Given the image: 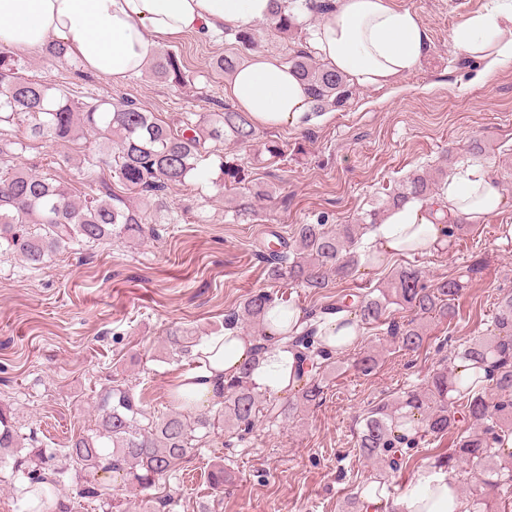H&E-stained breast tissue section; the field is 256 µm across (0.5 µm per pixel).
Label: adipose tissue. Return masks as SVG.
I'll return each instance as SVG.
<instances>
[{"instance_id":"1","label":"adipose tissue","mask_w":512,"mask_h":512,"mask_svg":"<svg viewBox=\"0 0 512 512\" xmlns=\"http://www.w3.org/2000/svg\"><path fill=\"white\" fill-rule=\"evenodd\" d=\"M271 0H0V43L28 51L58 40L91 72L119 82L143 69L160 44L188 33L208 34L266 18ZM310 46L328 67L359 85L383 88L413 70L429 49L416 12L393 0H336L335 10L311 31ZM451 48L478 64L485 78L512 64V0H492L464 18ZM224 97L249 114L257 129H293L314 119L312 98L293 69L274 53H258L238 65ZM502 188L485 167L449 175L427 203L391 209L372 233V249L424 253L441 245L442 223L482 224L504 204ZM196 365L170 383L172 398L186 395L200 409L223 394L240 365L258 358L252 379L259 390L279 393L297 369L295 356L272 345L255 355L237 326L207 337ZM394 512H470V503L442 467L424 471L397 499Z\"/></svg>"}]
</instances>
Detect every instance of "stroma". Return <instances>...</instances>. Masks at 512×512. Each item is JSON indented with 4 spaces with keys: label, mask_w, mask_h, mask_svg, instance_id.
I'll use <instances>...</instances> for the list:
<instances>
[{
    "label": "stroma",
    "mask_w": 512,
    "mask_h": 512,
    "mask_svg": "<svg viewBox=\"0 0 512 512\" xmlns=\"http://www.w3.org/2000/svg\"><path fill=\"white\" fill-rule=\"evenodd\" d=\"M490 0H394L423 21L430 49L393 87H356L345 107L326 111L308 127L257 131L243 146L217 144L215 155L187 184L169 189L164 209L140 201L150 231L140 239L84 248L41 268H31L0 244V398L12 404L23 435L60 448L94 427L101 396L121 380L148 412L174 410L168 386L189 371L168 357V330L206 337L249 295L284 293L291 304L314 312L333 302L337 290L382 285L392 270L411 264L430 282L464 272L484 259L460 299V316L439 324L422 347L402 351L388 332L405 311L386 323L361 328L351 354H340L321 403L290 419L265 422L244 436L212 434L183 459L169 480L174 499L160 512H342L373 477L356 447L359 416L401 391L426 388L430 372L447 363L458 342L482 337L492 327L497 302L512 290V65L487 80L451 50L450 37L463 18ZM280 38L262 30L253 51L287 58L307 46L313 23ZM181 59L184 83L160 80L144 70L115 83L87 70L76 58L58 61L44 50L25 53L28 76L65 90L72 98H128L158 119L179 124L191 112H220L226 75L218 57L248 59L233 36L186 34L165 42ZM12 163L44 169L75 191L94 189L97 175L84 171V153L99 146L94 136L57 143L27 138L24 128L0 133ZM282 149L270 157L268 144ZM481 157H473V144ZM237 160L249 174L236 184L219 160ZM481 163L505 191L506 202L487 223L470 226L453 251L374 256L358 278L314 294L294 284H272L261 253L271 233L291 239L296 225L327 216L329 226L353 224L414 173L447 166L461 172ZM372 350L379 365L371 375L351 366L352 353ZM471 423L422 438L389 481L400 497L421 470L448 456ZM234 480L223 493L209 490L206 474L216 461Z\"/></svg>",
    "instance_id": "1"
}]
</instances>
